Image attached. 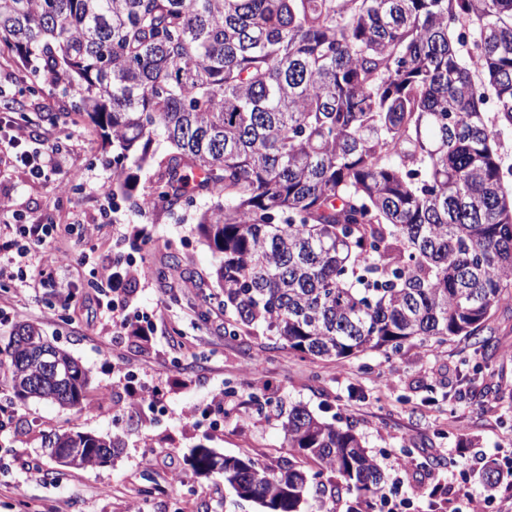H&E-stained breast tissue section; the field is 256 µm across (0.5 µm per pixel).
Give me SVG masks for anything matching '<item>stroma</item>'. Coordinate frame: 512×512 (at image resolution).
<instances>
[{
  "instance_id": "obj_1",
  "label": "stroma",
  "mask_w": 512,
  "mask_h": 512,
  "mask_svg": "<svg viewBox=\"0 0 512 512\" xmlns=\"http://www.w3.org/2000/svg\"><path fill=\"white\" fill-rule=\"evenodd\" d=\"M75 94L36 81L30 65L0 52V117L31 132L27 150L54 145L63 164L46 180L33 179L14 155L0 153V197L8 222H51L52 236L39 270L52 272L55 287L41 286L39 270L25 280L0 282V348L16 324L40 327L54 345L88 370L90 390L81 409L14 398L0 384L7 418L0 432V512H258L252 502L225 505L218 475L197 474L190 448L246 454L265 465L288 458L282 419L258 410L254 397L300 403L326 421L352 425L386 475L384 491L396 512H433L444 503L456 512L462 493L495 495L488 512H512V502L488 483V468L512 470V303L490 321L491 341L456 336L441 349L405 345L392 357L370 353L337 362H314L276 349L265 336L224 334V313L210 308L208 279L219 258L196 232L209 195L169 211L135 213L112 195L116 174L104 162L102 140L87 118L74 111ZM96 225L93 237L84 225ZM124 253L165 264L169 253L182 263L167 279L134 278L126 285L129 314L157 309L152 332L136 336L113 328L91 284L82 256ZM70 287L61 294L59 284ZM209 310L207 321L198 314ZM485 368L473 374L475 365ZM136 371L150 397L130 405L128 371ZM81 431L118 438L121 450L109 463L60 469L43 444L53 431ZM468 450L455 457L457 447ZM409 466L398 472L395 454ZM153 486L142 498V486ZM439 497H432V490Z\"/></svg>"
}]
</instances>
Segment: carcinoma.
I'll use <instances>...</instances> for the list:
<instances>
[{
    "mask_svg": "<svg viewBox=\"0 0 512 512\" xmlns=\"http://www.w3.org/2000/svg\"><path fill=\"white\" fill-rule=\"evenodd\" d=\"M0 48L77 94L125 175L112 195L153 167L151 204L215 199L196 229L220 255L209 300L228 336L260 328L331 362L433 351L512 298V192L487 116L491 101L512 126V0H0ZM19 326L0 377L26 401L38 369L23 361L47 340ZM60 358L69 380L37 399L80 409L90 377ZM283 432L319 470L202 446L189 461L262 512H307L325 475L347 512H374L385 473L352 427L298 403ZM44 443L82 468L116 449L71 431Z\"/></svg>",
    "mask_w": 512,
    "mask_h": 512,
    "instance_id": "obj_1",
    "label": "carcinoma"
}]
</instances>
